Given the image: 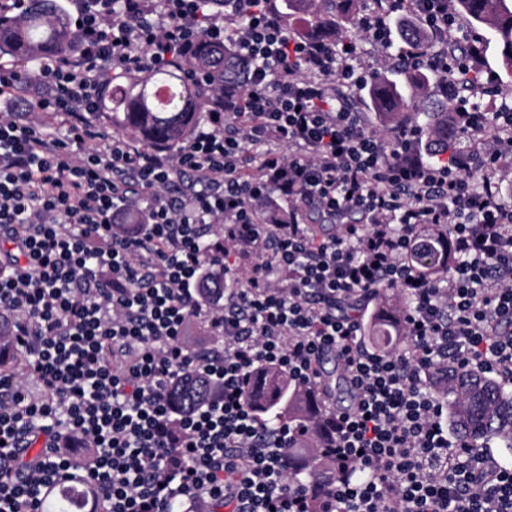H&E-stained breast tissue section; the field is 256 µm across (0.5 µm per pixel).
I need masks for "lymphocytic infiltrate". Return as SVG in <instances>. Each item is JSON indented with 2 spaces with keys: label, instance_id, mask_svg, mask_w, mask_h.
Wrapping results in <instances>:
<instances>
[{
  "label": "lymphocytic infiltrate",
  "instance_id": "f902f5d3",
  "mask_svg": "<svg viewBox=\"0 0 512 512\" xmlns=\"http://www.w3.org/2000/svg\"><path fill=\"white\" fill-rule=\"evenodd\" d=\"M201 4L72 0V56L0 67V319L21 365L0 376V512H42L75 470L95 512H312L317 498L322 512H512V468L450 432L436 390L446 365L512 384V108L483 111L449 81L463 66L450 0H368L358 26L379 60L291 35L273 0ZM404 25L424 42L393 52ZM202 36L238 74L192 139L140 149L92 124L113 74L170 66ZM417 64L454 104L444 154L352 106L380 66ZM283 209L287 223L267 221ZM444 233L456 261L431 279L407 255ZM215 255L224 292L208 307ZM383 286L409 302L392 354L363 343ZM202 317L224 344L205 365L184 344ZM328 354L351 402L317 446L341 476L309 488L287 476L295 428L264 436L245 392L262 364L320 386ZM194 373L220 388L183 414L172 391ZM77 444L95 451L79 466Z\"/></svg>",
  "mask_w": 512,
  "mask_h": 512
}]
</instances>
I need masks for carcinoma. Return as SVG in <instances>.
<instances>
[{
  "mask_svg": "<svg viewBox=\"0 0 512 512\" xmlns=\"http://www.w3.org/2000/svg\"><path fill=\"white\" fill-rule=\"evenodd\" d=\"M285 8L289 15L311 17V25L316 28L333 25L338 18L346 23L354 19L350 0H287ZM452 8L486 31L481 39L502 46L503 67L512 71V0H452ZM199 42L202 49L198 54L179 59L178 65L170 69L139 77H113L101 111L94 113V118L131 132L148 147H172L190 138L204 117L213 89L224 79L227 54L222 47L206 46L203 36ZM76 43L69 14L59 0H34V6L23 18L0 19V57L40 65L68 55ZM422 89L424 81L420 79L406 78L398 83L381 72L370 86L371 104L384 121L400 123L412 116L424 132L435 137L448 130V113L419 110L415 100ZM409 259L424 275L436 277L451 260L448 242L436 248L417 247ZM222 289L224 277L203 273L200 294L204 302ZM365 338L380 351L395 349L402 343L397 319L382 308L368 318ZM260 377L268 392L251 399L260 422L315 428L319 413L311 406L314 394L294 385L288 373L276 366H260L254 378ZM212 387L210 382H197L186 394L184 407L195 406ZM446 395L449 423L458 437L475 448L493 443L504 459H512V391L484 373L460 370L448 385ZM290 453L302 460L312 479L321 473H336L329 461L318 458L310 437Z\"/></svg>",
  "mask_w": 512,
  "mask_h": 512,
  "instance_id": "obj_1",
  "label": "carcinoma"
}]
</instances>
